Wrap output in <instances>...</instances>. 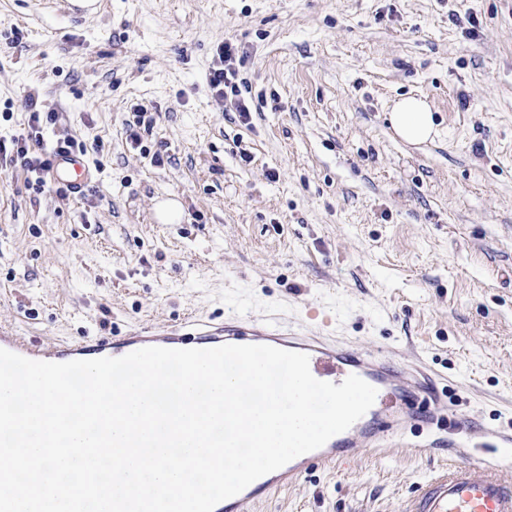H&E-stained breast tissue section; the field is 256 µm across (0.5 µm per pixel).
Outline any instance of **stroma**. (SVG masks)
<instances>
[{
    "label": "stroma",
    "mask_w": 512,
    "mask_h": 512,
    "mask_svg": "<svg viewBox=\"0 0 512 512\" xmlns=\"http://www.w3.org/2000/svg\"><path fill=\"white\" fill-rule=\"evenodd\" d=\"M84 8L0 0V140L33 96L59 113L47 143L68 133L93 171L73 197L0 167V328L50 354L236 310L385 353L447 401L448 446L352 448L244 512H406L461 438L512 481V0ZM227 40L246 123L209 85ZM403 96L433 141L392 131ZM389 120L395 134L409 144H422L436 133L433 112L422 98L402 97L394 103Z\"/></svg>",
    "instance_id": "1"
}]
</instances>
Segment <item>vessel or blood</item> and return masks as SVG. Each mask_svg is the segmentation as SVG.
I'll return each instance as SVG.
<instances>
[{"label":"vessel or blood","mask_w":512,"mask_h":512,"mask_svg":"<svg viewBox=\"0 0 512 512\" xmlns=\"http://www.w3.org/2000/svg\"><path fill=\"white\" fill-rule=\"evenodd\" d=\"M51 175L55 182L72 188L83 186L90 177L84 159L74 152H62L52 158ZM129 350L148 346L166 348H214L224 344H265L306 353L312 375L321 381L341 385L355 374L376 388L372 407L349 429L331 437L321 448L289 462L278 475L279 482L296 480L306 465L331 461L362 444H378L388 439H405L406 429L416 434H434L447 428L446 404L438 397H426L425 382L416 375L392 367L381 358L334 346L281 325H260L249 315L235 314L224 322L191 320L184 326L157 334L151 331L131 336ZM0 348L33 360H45L43 351L30 346L23 337L11 332L0 334ZM109 342L93 347L61 345L56 357L72 360L97 359L110 352ZM410 512H512V482L485 469L472 459L449 469L428 482L413 502Z\"/></svg>","instance_id":"vessel-or-blood-1"}]
</instances>
